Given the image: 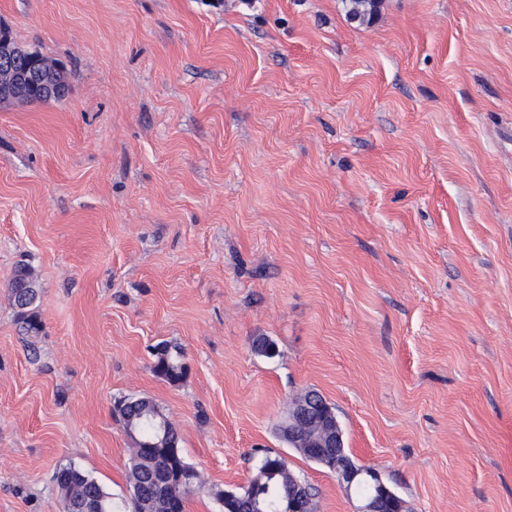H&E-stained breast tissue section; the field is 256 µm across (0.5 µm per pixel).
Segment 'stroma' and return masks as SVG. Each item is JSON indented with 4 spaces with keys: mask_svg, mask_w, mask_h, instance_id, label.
I'll list each match as a JSON object with an SVG mask.
<instances>
[{
    "mask_svg": "<svg viewBox=\"0 0 512 512\" xmlns=\"http://www.w3.org/2000/svg\"><path fill=\"white\" fill-rule=\"evenodd\" d=\"M0 23L68 84L0 105V512H61L70 463L126 496L124 396L178 426L207 485L185 512L269 452L357 512L276 432L309 389L406 512H512V0H381L368 26L342 0H0ZM10 296L16 309V320L27 335H35L41 329L38 312L40 289L33 270L24 263L17 264L9 279ZM152 366L153 372L167 380L170 384L180 383L184 376V366L181 362L182 352L176 346L161 344L155 351Z\"/></svg>",
    "mask_w": 512,
    "mask_h": 512,
    "instance_id": "1",
    "label": "stroma"
}]
</instances>
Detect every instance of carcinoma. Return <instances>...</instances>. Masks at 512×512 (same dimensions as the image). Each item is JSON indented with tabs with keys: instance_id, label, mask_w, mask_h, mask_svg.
Returning a JSON list of instances; mask_svg holds the SVG:
<instances>
[{
	"instance_id": "obj_1",
	"label": "carcinoma",
	"mask_w": 512,
	"mask_h": 512,
	"mask_svg": "<svg viewBox=\"0 0 512 512\" xmlns=\"http://www.w3.org/2000/svg\"><path fill=\"white\" fill-rule=\"evenodd\" d=\"M380 0H343L348 20L361 25L374 21ZM10 296L16 320L27 335L41 329L38 312L40 289L33 270L17 264L9 279ZM182 352L167 343L154 351L153 372L176 385L184 376ZM113 416L135 442L136 453L128 470L129 499L116 503L112 494L90 474L72 465L59 467L54 476L61 492L62 510L66 512L76 499H94L103 512H120L131 504L134 512H173L185 510L186 499L203 488L198 473L183 457L177 429L158 405L146 397H122L115 401ZM296 480L285 460L264 456L255 475L236 499L224 498V491H214L222 512H283L288 508L289 485Z\"/></svg>"
}]
</instances>
